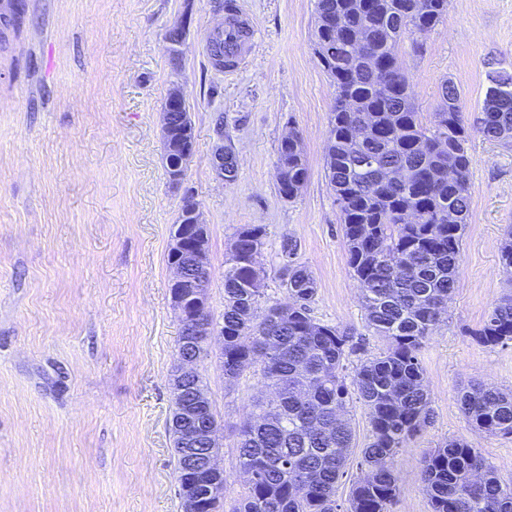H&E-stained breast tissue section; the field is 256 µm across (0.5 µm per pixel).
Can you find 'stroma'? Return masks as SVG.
<instances>
[{"label":"stroma","mask_w":512,"mask_h":512,"mask_svg":"<svg viewBox=\"0 0 512 512\" xmlns=\"http://www.w3.org/2000/svg\"><path fill=\"white\" fill-rule=\"evenodd\" d=\"M222 0H0V512H182L168 421L181 333L167 255L182 197L208 230L209 306L224 313V262L237 228L263 226L268 303L287 295L280 244L317 282L313 316L363 342L367 328L347 264L340 211L324 171L334 87L314 53L317 0H239L251 26L246 64L219 72L207 49ZM178 59L165 36L180 21ZM401 59L422 121L444 82L472 127L471 195L460 276L448 312L419 358L429 423L401 448L393 512H430L424 457L449 438L477 448L512 484V437L468 424L458 388L481 378L512 389V344L479 329L507 285L499 249L512 229V145L475 132L490 76L512 74V0H448L447 17ZM183 88L194 128L182 188L167 178L160 137L170 91ZM223 135H216V125ZM297 131L309 176L281 198L278 145ZM234 181L212 167L217 142ZM200 370L224 420L227 502L245 491L236 430L262 389L254 372L226 385Z\"/></svg>","instance_id":"stroma-1"}]
</instances>
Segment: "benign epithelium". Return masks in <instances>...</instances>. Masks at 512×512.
<instances>
[{
  "label": "benign epithelium",
  "instance_id": "obj_1",
  "mask_svg": "<svg viewBox=\"0 0 512 512\" xmlns=\"http://www.w3.org/2000/svg\"><path fill=\"white\" fill-rule=\"evenodd\" d=\"M170 111L162 115V140L164 156L170 157L174 152L185 156L191 154L193 137L185 136L177 140L173 136L172 113L184 110L187 97L183 89H174L169 97ZM218 144L216 145L212 164L216 175L226 180L230 173L225 171L229 160L224 155V127L217 125ZM187 223L191 225L189 234L179 231L171 239L173 261L170 269L172 277V299L182 333L191 337L185 342L179 341L183 350L174 367L172 378L173 399L179 400L192 381L197 379L198 359L187 348L195 343L206 345L208 350L218 345L224 346L221 329L214 325L213 316L208 304V293L211 283L210 263L206 225L200 222L199 207L193 206L188 214ZM210 402L208 391L200 387L194 388L193 409L184 411L182 418L170 428L173 447L181 449L182 459L196 473L224 474V466L220 463L223 451L219 444L220 426L201 423L202 407Z\"/></svg>",
  "mask_w": 512,
  "mask_h": 512
}]
</instances>
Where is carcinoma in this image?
Listing matches in <instances>:
<instances>
[{
    "label": "carcinoma",
    "mask_w": 512,
    "mask_h": 512,
    "mask_svg": "<svg viewBox=\"0 0 512 512\" xmlns=\"http://www.w3.org/2000/svg\"><path fill=\"white\" fill-rule=\"evenodd\" d=\"M317 0L314 50L334 87L325 145V176L338 204L347 263L358 282L367 324L386 341L358 359L349 334L311 316L315 277L280 247V280L288 302L262 304L265 228H239L224 262V383L259 370L275 397L253 400L254 420L238 429L237 465L251 475L232 512H391L396 459L429 419L431 397L419 359L442 321L458 279L470 199L464 103L451 83L429 124L422 123L400 58V45L433 28L448 0ZM363 36L359 44L355 36ZM392 87L384 96L380 80ZM366 123L367 133L354 132ZM476 129L512 143V75L491 78ZM300 137L281 139L275 162L278 193L292 199L308 178ZM390 170L400 180L387 179ZM408 211L418 215L405 223ZM512 283V231L500 248ZM475 337L486 346L512 341V291L492 307ZM367 411L371 436L360 449L363 477L347 505L336 487L354 449L348 418L353 402ZM459 409L476 430L512 436V390L473 381L459 391ZM423 490L431 512H512V485L503 483L477 449L452 438L425 457Z\"/></svg>",
    "instance_id": "1"
}]
</instances>
